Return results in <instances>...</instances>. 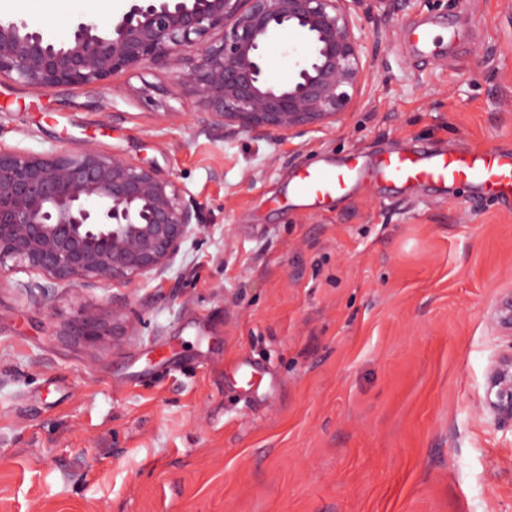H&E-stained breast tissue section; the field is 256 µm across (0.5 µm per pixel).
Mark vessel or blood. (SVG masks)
<instances>
[{
  "instance_id": "vessel-or-blood-1",
  "label": "vessel or blood",
  "mask_w": 512,
  "mask_h": 512,
  "mask_svg": "<svg viewBox=\"0 0 512 512\" xmlns=\"http://www.w3.org/2000/svg\"><path fill=\"white\" fill-rule=\"evenodd\" d=\"M362 180L448 187L465 182L477 192L512 205V151L435 152L422 147L368 161L353 155L333 167L300 170L288 193L313 209L327 206Z\"/></svg>"
}]
</instances>
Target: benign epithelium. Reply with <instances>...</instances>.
<instances>
[{"label": "benign epithelium", "mask_w": 512, "mask_h": 512, "mask_svg": "<svg viewBox=\"0 0 512 512\" xmlns=\"http://www.w3.org/2000/svg\"><path fill=\"white\" fill-rule=\"evenodd\" d=\"M365 0H128L107 23L50 39L0 18V77L36 88L99 85L159 61L213 125L266 134L336 122L367 79L366 43L352 5ZM295 31L308 48L286 83L265 67L266 45ZM186 189L158 170L94 147L42 153L0 145V272L7 262L49 284L162 274L201 224ZM512 339V300L490 315ZM88 340L118 336L94 311L68 324ZM484 408L512 420V352L488 372Z\"/></svg>", "instance_id": "1"}]
</instances>
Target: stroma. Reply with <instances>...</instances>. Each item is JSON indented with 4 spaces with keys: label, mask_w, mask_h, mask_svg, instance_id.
Listing matches in <instances>:
<instances>
[{
    "label": "stroma",
    "mask_w": 512,
    "mask_h": 512,
    "mask_svg": "<svg viewBox=\"0 0 512 512\" xmlns=\"http://www.w3.org/2000/svg\"><path fill=\"white\" fill-rule=\"evenodd\" d=\"M358 6L378 42L339 121L297 135L210 124L161 64L106 84L0 78V144L92 146L156 168L202 224L135 287L0 275V512H512V423L480 412L512 349V206L466 184H363L322 210L284 204L307 165L407 146L512 148V0ZM113 0H0L51 37ZM451 28L436 56L413 26ZM307 48L265 50L290 79ZM120 344L67 335L83 311ZM265 374L242 395V366ZM492 323L512 341V299L496 304L490 315Z\"/></svg>",
    "instance_id": "35a3bbf8"
}]
</instances>
